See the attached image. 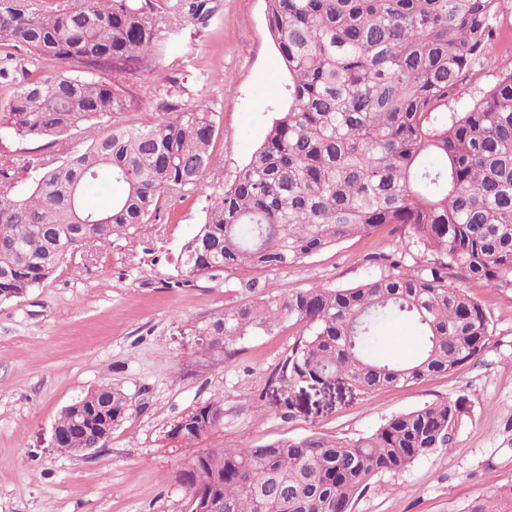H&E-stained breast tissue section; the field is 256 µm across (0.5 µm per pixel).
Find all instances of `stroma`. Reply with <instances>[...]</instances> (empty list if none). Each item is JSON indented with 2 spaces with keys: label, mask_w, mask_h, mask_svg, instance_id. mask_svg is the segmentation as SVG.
Segmentation results:
<instances>
[{
  "label": "stroma",
  "mask_w": 512,
  "mask_h": 512,
  "mask_svg": "<svg viewBox=\"0 0 512 512\" xmlns=\"http://www.w3.org/2000/svg\"><path fill=\"white\" fill-rule=\"evenodd\" d=\"M204 23L171 21L169 51L139 80L137 102L117 123L164 119L166 87L216 115V176L167 201L155 218L93 250L81 249L43 284L0 304V512H188L177 475L196 451L168 431L201 404L224 401V422L205 447H257L316 431L353 439L385 419L466 397L448 445L404 473L374 478L352 512H466L476 497L512 486V293L469 283L493 332L477 359L450 373L371 394L328 385L270 384L299 337L283 325L228 356L210 351L192 325L269 291L346 288L379 275L382 258L408 248L386 226L279 270L182 281L175 259L201 224L210 196L265 140L287 103L288 73L272 41L265 0H211ZM251 292H243L244 282ZM108 384L131 400L105 447L69 455L52 445L64 407Z\"/></svg>",
  "instance_id": "1"
}]
</instances>
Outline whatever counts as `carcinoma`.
<instances>
[{
  "label": "carcinoma",
  "instance_id": "obj_1",
  "mask_svg": "<svg viewBox=\"0 0 512 512\" xmlns=\"http://www.w3.org/2000/svg\"><path fill=\"white\" fill-rule=\"evenodd\" d=\"M500 0H266L269 33L288 71V106L234 179L211 198L176 264L194 278L239 268L292 267L340 241L386 225L407 230L428 259L348 288L315 286L224 308L195 327L229 355L246 337L301 326L269 382L342 378L363 394L446 374L477 358L490 319L462 278L512 292V69L461 111L462 86L497 67ZM186 13L208 19V0ZM168 12L154 0H0V84L28 81L0 102V140L55 145L84 125L90 143L58 162L30 154L0 168V302L48 280L76 250L148 223L168 197L210 178L216 122L202 103H160L173 116L143 128L111 122L132 98L124 80L152 73ZM62 64L37 75L42 61ZM112 72V81L102 79ZM121 187L102 209L93 187ZM412 323L418 358L378 356L381 328ZM116 426L128 395L109 385L82 396ZM467 410L458 397L392 416L357 439L311 432L257 448H203L178 478L224 512H352L375 476L395 474L446 446ZM64 408L60 451L88 448L95 426L72 429ZM224 422V402L195 408L169 431L181 446ZM467 512H512V488L479 496Z\"/></svg>",
  "mask_w": 512,
  "mask_h": 512
}]
</instances>
